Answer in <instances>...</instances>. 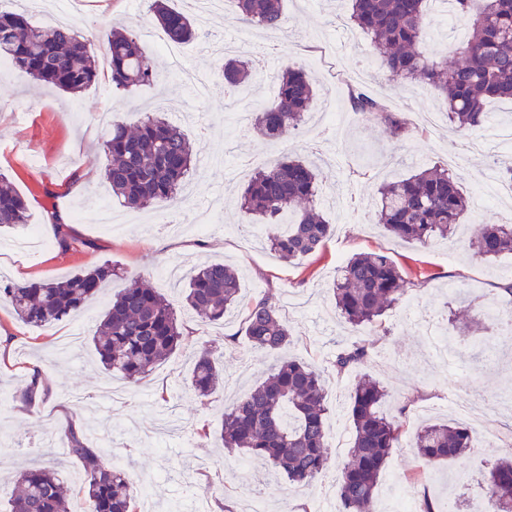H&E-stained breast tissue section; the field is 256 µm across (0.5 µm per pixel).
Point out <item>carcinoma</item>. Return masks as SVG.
I'll list each match as a JSON object with an SVG mask.
<instances>
[{"label":"carcinoma","mask_w":512,"mask_h":512,"mask_svg":"<svg viewBox=\"0 0 512 512\" xmlns=\"http://www.w3.org/2000/svg\"><path fill=\"white\" fill-rule=\"evenodd\" d=\"M238 19L280 31L284 25L282 0H233ZM428 0H351L350 21L361 29L381 54L392 82L419 80L441 98L448 121L467 132L480 130L486 105L497 98L512 99V0H454L457 16L470 25L460 60L426 57L419 44L426 37ZM155 16L168 39L183 43L198 37L188 14L168 0H153ZM0 58L33 79L66 93L85 90L99 76L111 73L112 87L127 91L149 83L154 71L133 32L116 28L103 52L95 39L69 26H33L24 14L0 9ZM220 71L227 84L237 87L252 75L248 59L224 58ZM315 92L305 72L288 66L278 77L273 104L252 114L251 129L265 141L282 138L296 128L310 109ZM354 112L401 139L409 132L405 117L383 100L358 86L349 87ZM107 163L104 176L112 194L125 206L141 209L162 206L183 188L192 169V146L185 134L154 113L130 126L114 121L105 131ZM380 208L376 221L390 236L426 243L456 231L468 209L457 176L434 166L408 178L382 182L377 187ZM317 178L298 157L256 171L244 185L240 200L243 216L257 218L267 227V246L288 262L319 252L332 227L317 203ZM28 206L6 175L0 173V229L29 223ZM470 247L488 261L512 254V225L483 224ZM121 277L105 262L73 274L59 283L0 284V299L7 300L27 325L49 328L73 317L94 300L105 284ZM404 278L396 263L383 252L357 254L341 267L333 283L336 309L351 328L372 327L399 303ZM237 273L222 262L191 269L185 301L205 324L224 319L239 301ZM245 336L251 347L277 353L290 344L291 333L279 313L274 294L267 293L247 307ZM185 336L173 307L140 277H131L110 301L92 338L104 369L136 384L181 347ZM370 356L365 345L336 353L339 374ZM190 390L207 398L224 388V373L211 348L197 351L189 375ZM389 394L365 375L355 383L350 416L354 435L349 460L336 484L341 512H374L380 474L391 450L402 440V425L383 411ZM327 406L320 373L304 362L277 361L267 377L224 408L220 440L223 446L250 460L270 463L274 473L299 485L317 481L326 469ZM68 451L82 465L83 512H140L136 482L116 470L98 448L87 444L73 428L64 430ZM413 447L428 464L450 462L473 450L470 428L462 423L432 420L416 431ZM484 512H512V456L501 459L490 472ZM11 512H73L67 487L48 467L19 473Z\"/></svg>","instance_id":"cac0c4a2"}]
</instances>
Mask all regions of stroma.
<instances>
[{"label": "stroma", "mask_w": 512, "mask_h": 512, "mask_svg": "<svg viewBox=\"0 0 512 512\" xmlns=\"http://www.w3.org/2000/svg\"><path fill=\"white\" fill-rule=\"evenodd\" d=\"M151 0H88L74 12L71 26L81 34L105 35L112 26H132L156 77L129 92L113 89L97 78L83 92L67 94L12 71L0 75V172L25 198L30 224L25 230L0 232V280L58 282L69 275L109 262L121 277L108 283L112 296L122 276H139L172 304L181 326L196 334L138 384L123 383L102 370L91 343L106 310L105 299L94 301L72 322L37 329L26 325L11 305L0 302V329L8 336L0 353V512H10L18 470L55 463L60 478L76 488L79 462L67 452L62 432L65 411L74 395L92 404L80 413L81 428L92 447L121 458L134 481L149 478V494L141 502L149 512H322L334 502L333 485L348 458L353 428L348 415L350 394L360 375L374 377L389 392L385 410L404 425L405 436L392 451L376 489L377 512H394L397 497L414 501L454 494L468 505L482 499L492 467L512 448V347L502 356H474L472 343L496 341L500 332L488 308H512V295L498 284L512 274V255L484 260L469 248L470 236L482 224L512 223V192L500 188L484 205L474 199L479 177L488 167L504 163L498 152V126L512 124V100L486 108L487 121L477 139L484 151H468V136L448 121L426 129L424 117L442 106L435 92L417 82L388 80L368 36L356 34L354 48L343 40L354 32L342 0H283L284 32L259 27L252 33L263 50L265 69L256 73L251 97L266 106L277 91V77L289 65L308 70L318 91L305 120L275 144L260 141L251 129L224 122L227 88L215 70L219 59L200 40L182 43L183 63L207 77L202 98H195L172 72L167 56L155 46L163 31L150 10ZM373 65L365 89L387 99L402 112L411 132L398 140L379 126L357 122L350 107L346 80L363 62ZM133 123L144 113L162 111L189 138L197 160L187 180L189 195L180 211L162 207L133 210L112 195L105 178L103 134L93 124L99 111ZM318 165L321 209L333 233L319 253L298 263L279 259L253 234L243 218L238 194L244 183L238 162L254 167L275 163L284 153ZM42 162L39 169L29 158ZM456 157L459 186L473 204L456 235L421 245L388 236L375 222L379 182L399 179ZM96 172V180L79 194L70 187L77 173ZM108 206L123 213L128 229L112 233L97 223L95 212ZM69 221L77 240L61 250L42 235L47 216ZM386 252L409 281L406 295L413 311L396 305L381 326L355 330L338 318L331 283L356 254ZM224 262L239 272V304L215 324L200 323L182 295L186 279H161L169 263ZM279 300L281 315L293 336L290 355L318 370L325 382L329 414L327 433L338 440L330 448L324 476L310 486L290 484L265 474L263 465H243L219 448L220 418L225 408L261 380L270 360L252 349L244 330L247 305L265 293ZM448 336L446 362H433L424 340L426 326ZM361 343L369 358L356 369L337 374V351ZM218 348L224 365V390L209 399L195 397L186 385L192 354L203 345ZM39 369L45 389L35 403L22 405L20 395ZM486 408V422H470L473 454L451 464H425L411 440L428 420L456 419V406Z\"/></svg>", "instance_id": "1"}]
</instances>
